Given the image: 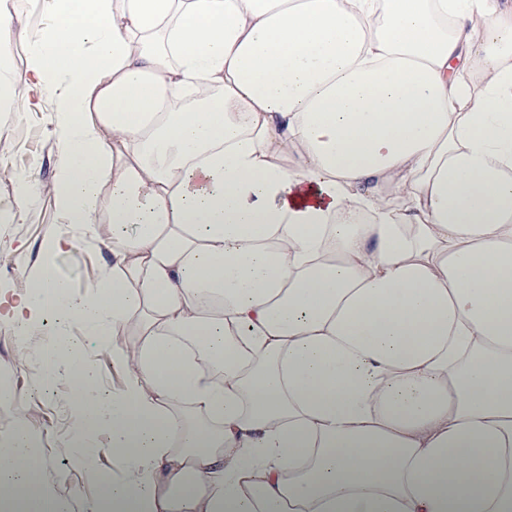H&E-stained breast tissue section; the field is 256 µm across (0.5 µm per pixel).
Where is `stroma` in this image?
<instances>
[{"label":"stroma","mask_w":512,"mask_h":512,"mask_svg":"<svg viewBox=\"0 0 512 512\" xmlns=\"http://www.w3.org/2000/svg\"><path fill=\"white\" fill-rule=\"evenodd\" d=\"M17 7L12 67L19 94L33 97L35 104L0 112V143L9 149L0 160V200H14L16 177L22 172L38 173L42 191L17 209L13 221L0 222V396H23L22 419L33 432L32 454L46 469L47 484L60 512H84L97 483L72 458L56 450L57 443L70 435L74 412L67 367L80 359L90 361L108 391L121 386L122 375L112 365L111 346L100 344L88 329L74 322L54 338L61 373L50 384H43L37 351L44 331L55 328L56 322L46 317L28 326L22 336L11 319V307L29 288L52 238L74 239L71 247L54 254L52 263L56 275L75 294L93 295L111 258L98 239L72 236L56 207L52 187L58 164L57 98L49 92L32 93V56L26 45L27 34L47 27L53 15L49 0H19Z\"/></svg>","instance_id":"1"}]
</instances>
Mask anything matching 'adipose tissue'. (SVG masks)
I'll list each match as a JSON object with an SVG mask.
<instances>
[{
  "mask_svg": "<svg viewBox=\"0 0 512 512\" xmlns=\"http://www.w3.org/2000/svg\"><path fill=\"white\" fill-rule=\"evenodd\" d=\"M53 5V193L112 264L11 312L134 339L72 366L87 512H512V0ZM31 439L0 512H56Z\"/></svg>",
  "mask_w": 512,
  "mask_h": 512,
  "instance_id": "obj_1",
  "label": "adipose tissue"
}]
</instances>
